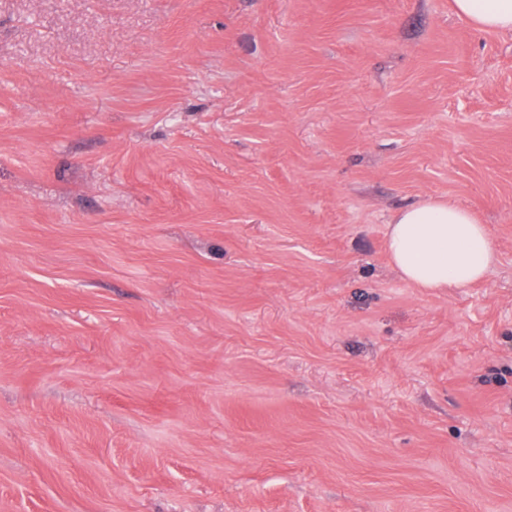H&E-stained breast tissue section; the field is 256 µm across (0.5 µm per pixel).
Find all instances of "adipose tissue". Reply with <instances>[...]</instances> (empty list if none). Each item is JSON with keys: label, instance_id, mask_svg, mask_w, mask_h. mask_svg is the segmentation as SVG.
I'll use <instances>...</instances> for the list:
<instances>
[{"label": "adipose tissue", "instance_id": "1", "mask_svg": "<svg viewBox=\"0 0 512 512\" xmlns=\"http://www.w3.org/2000/svg\"><path fill=\"white\" fill-rule=\"evenodd\" d=\"M453 13L475 27L512 31V0H451ZM389 260L414 288H469L499 255L486 225L469 208L433 198L398 211L387 226Z\"/></svg>", "mask_w": 512, "mask_h": 512}]
</instances>
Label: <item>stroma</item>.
<instances>
[{
  "instance_id": "35a3bbf8",
  "label": "stroma",
  "mask_w": 512,
  "mask_h": 512,
  "mask_svg": "<svg viewBox=\"0 0 512 512\" xmlns=\"http://www.w3.org/2000/svg\"><path fill=\"white\" fill-rule=\"evenodd\" d=\"M427 196L483 282L390 264ZM0 512H512V33L0 0ZM389 260L413 288H470L498 263L486 224L464 206L424 199L387 226Z\"/></svg>"
}]
</instances>
